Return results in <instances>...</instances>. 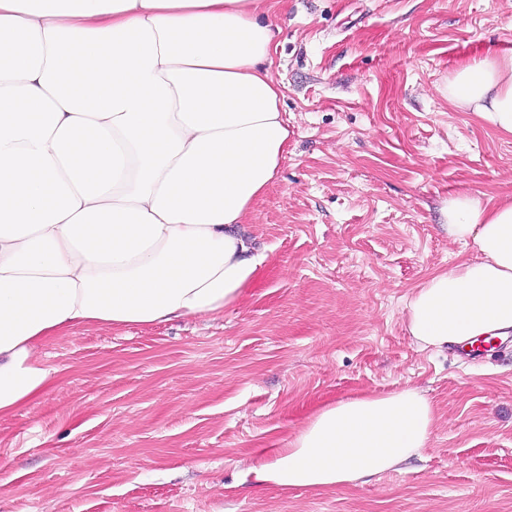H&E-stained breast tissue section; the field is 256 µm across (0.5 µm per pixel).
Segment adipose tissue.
<instances>
[{
	"label": "adipose tissue",
	"mask_w": 512,
	"mask_h": 512,
	"mask_svg": "<svg viewBox=\"0 0 512 512\" xmlns=\"http://www.w3.org/2000/svg\"><path fill=\"white\" fill-rule=\"evenodd\" d=\"M269 0H0V415L44 393L42 343L81 325L210 318L266 261L242 226L275 180L288 121ZM456 108L512 136V51L464 64ZM476 258L410 294L404 325L444 350L512 332V196L449 200ZM438 422L415 387L305 418L266 487L330 489L398 470Z\"/></svg>",
	"instance_id": "adipose-tissue-1"
}]
</instances>
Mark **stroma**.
Returning <instances> with one entry per match:
<instances>
[{"label": "stroma", "mask_w": 512, "mask_h": 512, "mask_svg": "<svg viewBox=\"0 0 512 512\" xmlns=\"http://www.w3.org/2000/svg\"><path fill=\"white\" fill-rule=\"evenodd\" d=\"M288 151L245 230L267 256L215 320L76 327L56 374L0 417V512H512V345L419 349L412 288L474 257L442 214L512 195V137L444 94L512 48V0H273ZM422 389L428 448L365 483L262 488L294 426L358 391Z\"/></svg>", "instance_id": "stroma-1"}]
</instances>
